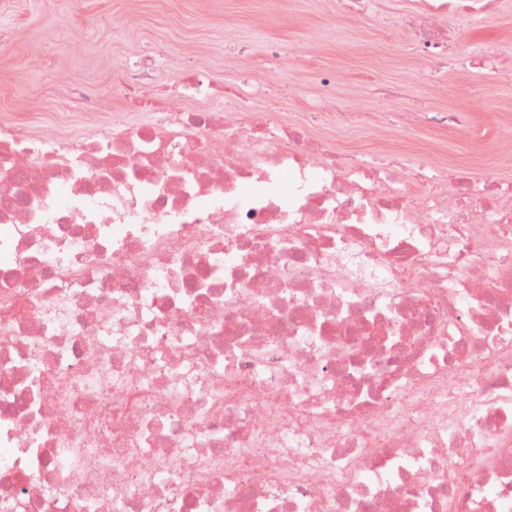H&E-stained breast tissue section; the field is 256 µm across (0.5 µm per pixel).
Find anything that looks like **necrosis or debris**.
Returning a JSON list of instances; mask_svg holds the SVG:
<instances>
[{
	"label": "necrosis or debris",
	"mask_w": 512,
	"mask_h": 512,
	"mask_svg": "<svg viewBox=\"0 0 512 512\" xmlns=\"http://www.w3.org/2000/svg\"><path fill=\"white\" fill-rule=\"evenodd\" d=\"M491 2L408 0L418 76L505 74ZM122 88L148 121H0V512H512V179ZM458 26L475 49L494 44L512 57V0L496 1L480 21L458 17Z\"/></svg>",
	"instance_id": "necrosis-or-debris-1"
}]
</instances>
